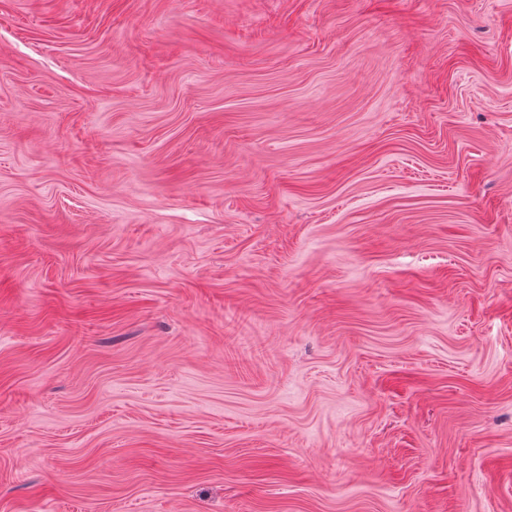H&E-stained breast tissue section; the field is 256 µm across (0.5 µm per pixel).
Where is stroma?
Segmentation results:
<instances>
[{
    "instance_id": "35a3bbf8",
    "label": "stroma",
    "mask_w": 512,
    "mask_h": 512,
    "mask_svg": "<svg viewBox=\"0 0 512 512\" xmlns=\"http://www.w3.org/2000/svg\"><path fill=\"white\" fill-rule=\"evenodd\" d=\"M0 512H512V0H0Z\"/></svg>"
}]
</instances>
